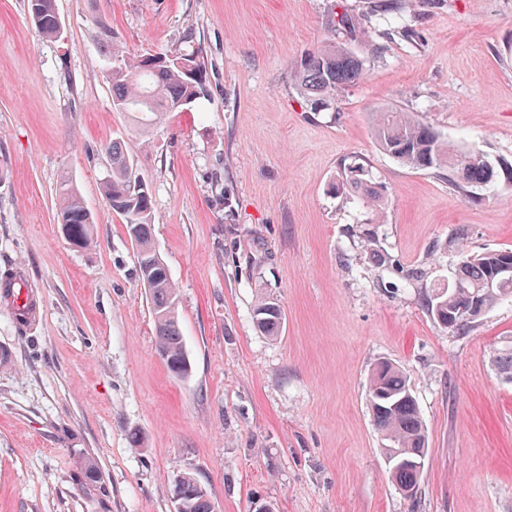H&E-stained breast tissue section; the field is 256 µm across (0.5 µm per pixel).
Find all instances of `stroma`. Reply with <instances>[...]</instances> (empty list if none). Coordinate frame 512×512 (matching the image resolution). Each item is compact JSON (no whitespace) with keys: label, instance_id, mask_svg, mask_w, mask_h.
Masks as SVG:
<instances>
[{"label":"stroma","instance_id":"1","mask_svg":"<svg viewBox=\"0 0 512 512\" xmlns=\"http://www.w3.org/2000/svg\"><path fill=\"white\" fill-rule=\"evenodd\" d=\"M56 0L60 41L27 0H0V272L41 304L0 301V512H176L196 478L217 512H512V302L465 331L427 313L462 253L512 249V0ZM350 30L338 29L341 15ZM128 56L200 49L205 88L142 128L112 105L96 19ZM343 44L364 76L314 112L292 75ZM407 112L495 171L477 188L378 145L373 115ZM124 142L153 197L190 362L156 349L135 246L100 191ZM370 186L332 193L342 164ZM68 175L94 243L56 222ZM278 303L281 334L253 306ZM410 380L429 458L399 492L367 403L379 360ZM92 458L104 492L74 476ZM27 279L20 276L15 281L16 285L13 288L14 304L13 308L16 313H27L29 319L36 318L40 314L39 305L31 291L28 289Z\"/></svg>","mask_w":512,"mask_h":512}]
</instances>
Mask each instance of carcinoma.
Returning a JSON list of instances; mask_svg holds the SVG:
<instances>
[{
  "mask_svg": "<svg viewBox=\"0 0 512 512\" xmlns=\"http://www.w3.org/2000/svg\"><path fill=\"white\" fill-rule=\"evenodd\" d=\"M30 17L43 38L57 39L59 19L55 0H28ZM99 44L108 63L112 82V104L128 112L144 127L160 122L168 112H180L203 89L204 64L197 52L179 49L169 53L149 54L139 59L124 55L112 41L106 22L96 20ZM364 75L362 61L351 51L336 45L326 46L302 58L293 74L300 95L310 109L320 112L330 106L336 90L359 81ZM374 134L378 145L391 156L420 169L439 170L448 166L456 183L478 185L493 176L492 168L478 156H453L451 148L439 141L426 124L405 112L388 111L376 115ZM110 159V173L101 182V191L112 211L118 214L136 247L137 265L143 283L149 284V297L155 318L158 354L170 372H188L187 356L176 316L177 289L169 268L157 253L152 234V196L148 185L134 168L131 157L118 140L104 145ZM365 176L359 164L343 165L341 180L333 189L358 187ZM57 223L65 227L76 245L93 242V217L84 205L72 181L64 178L58 188ZM512 261V250H497L482 255L463 254L453 284L432 291L424 298L425 308L440 324L454 317L458 309L473 302L478 312L462 320L460 331L479 319L496 303L512 299V277L496 273L504 261ZM255 323L267 336L278 335L283 328V313L272 301H262L254 309ZM367 398L373 422L384 441L383 452L398 490L417 499L429 443L416 397L402 370L389 360L376 362L369 374ZM77 481L81 487L102 488L96 464L84 459ZM184 512H216L206 490L202 489L183 503Z\"/></svg>",
  "mask_w": 512,
  "mask_h": 512,
  "instance_id": "carcinoma-1",
  "label": "carcinoma"
}]
</instances>
